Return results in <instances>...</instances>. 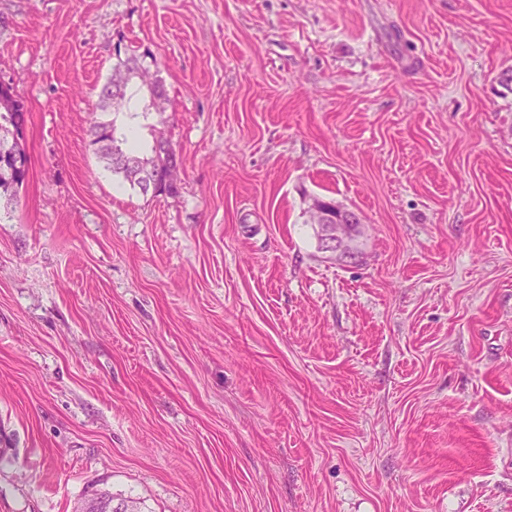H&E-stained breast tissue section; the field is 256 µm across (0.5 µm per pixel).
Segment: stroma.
<instances>
[{
    "instance_id": "obj_1",
    "label": "stroma",
    "mask_w": 512,
    "mask_h": 512,
    "mask_svg": "<svg viewBox=\"0 0 512 512\" xmlns=\"http://www.w3.org/2000/svg\"><path fill=\"white\" fill-rule=\"evenodd\" d=\"M119 46L175 195L88 146ZM0 83V512H512V0H0ZM1 96L7 99L9 105L7 109L1 112ZM23 103L18 100L11 92L10 88L0 86V134L3 128L4 131L10 132L9 127H12L17 134V140L14 143L13 136L10 134L7 138L0 141L1 153L5 157L7 155L15 158L18 163L20 162V155L22 154L19 166L16 165L15 159H3L0 155V197L7 194L14 198L20 187H22L29 168V158L24 146L19 142L21 139L22 129L25 123V113ZM2 132V135H3ZM14 144L16 149H12ZM15 150V151H14ZM19 154H18V153ZM313 216V224L320 229L322 240L326 247L336 251V257L355 259L360 251L356 246H349L350 227L363 224L360 212L334 205L329 201L313 200L309 206ZM348 248V257L346 256Z\"/></svg>"
}]
</instances>
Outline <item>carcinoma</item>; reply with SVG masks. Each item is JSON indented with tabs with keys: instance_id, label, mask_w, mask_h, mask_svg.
Here are the masks:
<instances>
[{
	"instance_id": "cac0c4a2",
	"label": "carcinoma",
	"mask_w": 512,
	"mask_h": 512,
	"mask_svg": "<svg viewBox=\"0 0 512 512\" xmlns=\"http://www.w3.org/2000/svg\"><path fill=\"white\" fill-rule=\"evenodd\" d=\"M116 57L111 76L98 91L97 109L100 117L93 120L90 126L89 147L106 169L122 177L123 181L144 195L148 194V188L136 177L137 167L153 155L165 153L168 165L159 172L152 171L151 178L159 182L158 192L173 195L177 193L180 157L171 142L159 135L144 151L136 141L117 132L116 117V114L124 112L129 120L134 121L145 112H153L158 119H163L169 106L166 89L144 66L140 56L118 48ZM1 96L7 99L8 107L0 111V129H12L19 135L25 123L24 105L8 87L0 86ZM14 147L22 154L21 162L0 156V194L12 198L22 187L29 168L24 146L17 141Z\"/></svg>"
}]
</instances>
